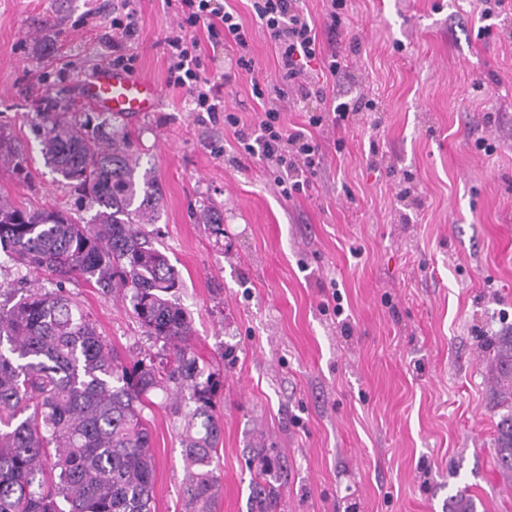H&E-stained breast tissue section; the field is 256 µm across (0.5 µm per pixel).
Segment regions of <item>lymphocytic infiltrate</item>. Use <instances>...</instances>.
I'll return each instance as SVG.
<instances>
[{"mask_svg": "<svg viewBox=\"0 0 512 512\" xmlns=\"http://www.w3.org/2000/svg\"><path fill=\"white\" fill-rule=\"evenodd\" d=\"M167 5L173 8L176 18L164 38L168 47V83L186 89L197 110L218 112L221 88L209 83L206 77L205 54L197 32L206 30V40L215 45L223 39L230 41L236 50L237 69L248 74L255 67L250 55L252 33L220 0H167ZM252 8L275 49L278 81L266 89L260 83H253L254 96L269 98L270 103L252 130L240 129L239 117L229 111L223 113L224 122L235 128L246 154L266 161L281 196L290 199L305 192L310 176L316 175L323 165L325 149L313 137V129L322 126L329 117L337 123L347 120L351 107L341 102L327 113L308 112L304 126L287 129L281 118L285 99L304 102L316 93L306 79L310 64L322 61L335 78L342 71L341 60L338 54L325 53L315 25L304 13L300 0H252ZM140 14L141 0H114L109 23L113 67L124 69L131 61L129 48L139 32Z\"/></svg>", "mask_w": 512, "mask_h": 512, "instance_id": "1", "label": "lymphocytic infiltrate"}]
</instances>
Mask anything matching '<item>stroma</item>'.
Here are the masks:
<instances>
[{"label":"stroma","instance_id":"1","mask_svg":"<svg viewBox=\"0 0 512 512\" xmlns=\"http://www.w3.org/2000/svg\"><path fill=\"white\" fill-rule=\"evenodd\" d=\"M224 5L253 33L255 71L207 43V76L249 127L262 111L252 83L274 82L277 59L250 0ZM300 5L348 63L325 92L373 106L314 129L324 167L291 199L233 128L168 86L166 0H144L133 46L132 74L161 93L158 111L125 123L162 193L151 240L181 274L193 353L220 375L214 512H256L262 483L272 512H448L462 488L477 512H512L485 349L512 327V12L484 39L480 0H347L333 39L326 0ZM111 14L112 0H0V131L27 159L23 175L0 165V196L18 206L92 216L45 164L31 104L48 95L83 115L78 79L111 57ZM206 206L223 212L221 234L199 224ZM69 289L129 360L152 349L128 301ZM176 407L157 391L145 411L156 512H183Z\"/></svg>","mask_w":512,"mask_h":512}]
</instances>
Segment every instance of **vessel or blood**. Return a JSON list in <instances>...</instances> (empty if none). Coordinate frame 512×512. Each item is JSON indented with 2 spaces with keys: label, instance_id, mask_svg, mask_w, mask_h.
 <instances>
[{
  "label": "vessel or blood",
  "instance_id": "1",
  "mask_svg": "<svg viewBox=\"0 0 512 512\" xmlns=\"http://www.w3.org/2000/svg\"><path fill=\"white\" fill-rule=\"evenodd\" d=\"M83 97L94 109L135 118L156 111L160 104L157 84L131 76L109 64L98 66L81 82Z\"/></svg>",
  "mask_w": 512,
  "mask_h": 512
}]
</instances>
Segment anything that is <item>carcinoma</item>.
Masks as SVG:
<instances>
[{"label":"carcinoma","instance_id":"carcinoma-1","mask_svg":"<svg viewBox=\"0 0 512 512\" xmlns=\"http://www.w3.org/2000/svg\"><path fill=\"white\" fill-rule=\"evenodd\" d=\"M57 107L50 96L35 101L40 152L96 212L83 221L0 198V265L53 284L20 296L0 290V512H155L144 410L154 391L172 386L192 403L182 416L185 509L211 512L224 435L214 413L219 380L191 351V323L175 300L178 270L140 229L156 221L159 189L137 174L129 136ZM3 157L24 172V154L0 133ZM72 278L129 299L158 352L127 362L66 289ZM491 350L502 409L495 465L511 476L512 330L494 337ZM448 512H475V503L460 490Z\"/></svg>","mask_w":512,"mask_h":512}]
</instances>
